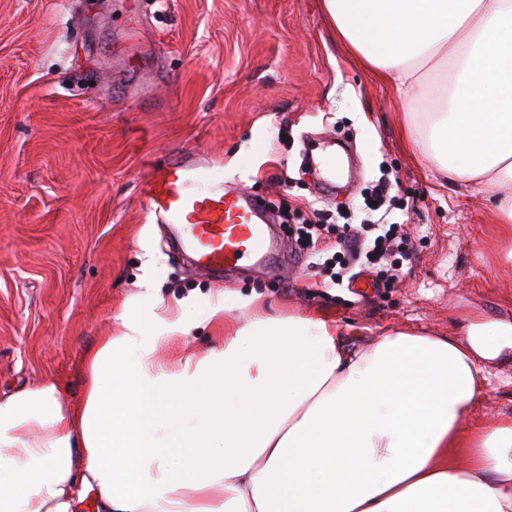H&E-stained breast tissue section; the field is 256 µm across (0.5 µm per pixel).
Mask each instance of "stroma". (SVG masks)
<instances>
[{
    "label": "stroma",
    "mask_w": 512,
    "mask_h": 512,
    "mask_svg": "<svg viewBox=\"0 0 512 512\" xmlns=\"http://www.w3.org/2000/svg\"><path fill=\"white\" fill-rule=\"evenodd\" d=\"M404 104L336 42L321 0H0V395L49 382L83 396L84 358L132 305L189 299L201 355L248 314L339 323L349 346L396 329L433 336L512 323V224L486 193L444 181L406 148ZM352 147L343 177L305 164L304 142ZM186 150L293 218L366 216L367 187L398 181L405 276L323 288L286 224L262 268L224 281L172 255L142 187ZM229 311H221L222 303ZM472 432L512 413V352L489 367Z\"/></svg>",
    "instance_id": "1"
}]
</instances>
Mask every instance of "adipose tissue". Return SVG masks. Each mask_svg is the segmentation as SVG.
Returning a JSON list of instances; mask_svg holds the SVG:
<instances>
[{
  "instance_id": "obj_1",
  "label": "adipose tissue",
  "mask_w": 512,
  "mask_h": 512,
  "mask_svg": "<svg viewBox=\"0 0 512 512\" xmlns=\"http://www.w3.org/2000/svg\"><path fill=\"white\" fill-rule=\"evenodd\" d=\"M336 37L408 100L403 136L512 224V0H323ZM157 362L180 322L125 313L82 401L0 396V512H512V415L465 432L512 324L396 330L266 315ZM465 465H457V454Z\"/></svg>"
}]
</instances>
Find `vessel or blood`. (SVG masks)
<instances>
[{"label": "vessel or blood", "instance_id": "1", "mask_svg": "<svg viewBox=\"0 0 512 512\" xmlns=\"http://www.w3.org/2000/svg\"><path fill=\"white\" fill-rule=\"evenodd\" d=\"M143 191L150 212L167 225L175 246L216 276L246 258L263 262L276 246L263 204L225 180L216 160L186 151L158 169Z\"/></svg>", "mask_w": 512, "mask_h": 512}]
</instances>
